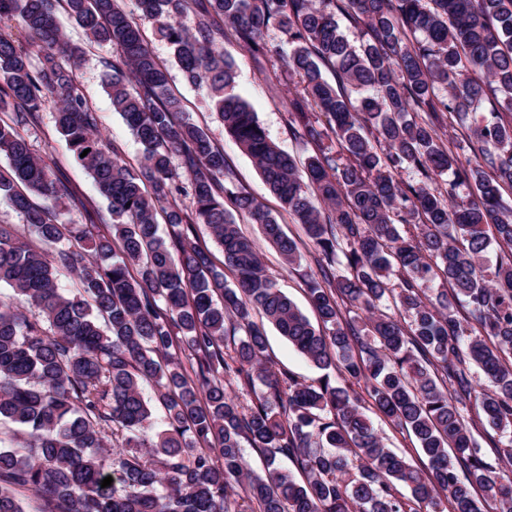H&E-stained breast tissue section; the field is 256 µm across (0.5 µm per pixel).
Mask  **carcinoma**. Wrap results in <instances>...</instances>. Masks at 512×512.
<instances>
[{
    "label": "carcinoma",
    "instance_id": "cac0c4a2",
    "mask_svg": "<svg viewBox=\"0 0 512 512\" xmlns=\"http://www.w3.org/2000/svg\"><path fill=\"white\" fill-rule=\"evenodd\" d=\"M59 3L87 42L118 52L104 87L143 146L138 166L99 134L76 77L84 51L58 26ZM136 3L304 227L321 328L268 277L232 211L290 267L302 259L296 243L253 197L226 188L224 151L178 119L169 71L124 0H0V21L18 18L26 37L0 32V206L27 229L0 224V283L38 310L31 319L0 296V421L23 431L20 442L0 436V512H26L20 489L35 492V512H442L445 502L512 512V469L488 461L475 437L487 423L512 457V0ZM338 13L363 30L359 45ZM228 33L258 66L282 61L299 87L288 125L313 151L305 171L234 93ZM48 103L108 201L107 233L101 215L69 223L66 189L26 139ZM450 124L466 133L448 141ZM196 224L223 247L233 284ZM69 237L84 246H61ZM493 244L502 256L491 270ZM63 273L77 276L76 292L60 290ZM437 280L447 288L432 294ZM257 315L327 371L318 385L267 365ZM232 383L263 390L243 404ZM366 395L413 433L428 470L385 446ZM244 439L269 456L267 477L249 467ZM278 455L303 481L274 467ZM195 236L198 244L209 252L213 265L218 270L224 271V280L230 284L233 281V275L228 269L224 268V254L222 248L210 235L208 227L205 224H196Z\"/></svg>",
    "mask_w": 512,
    "mask_h": 512
}]
</instances>
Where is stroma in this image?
Here are the masks:
<instances>
[{"label":"stroma","instance_id":"obj_1","mask_svg":"<svg viewBox=\"0 0 512 512\" xmlns=\"http://www.w3.org/2000/svg\"><path fill=\"white\" fill-rule=\"evenodd\" d=\"M141 27L149 48L158 61L167 66L170 86L183 103V115L202 126L223 149L224 157L236 174V187L252 195L282 225L287 236L293 238L302 255L300 267L286 266L279 254L264 240L258 225L252 224L247 215L240 214L236 222L241 230L256 243L262 256L267 275L291 298L305 315H312L303 286V276L315 267L313 248L301 225L295 224L282 210L278 199L270 192L261 178L253 160L229 136L217 113L210 105L202 88L190 85L175 64L167 44L160 40L151 21H142ZM225 55L234 59L237 79L234 92L247 102L256 113L260 124L270 139L285 153L305 163L309 152L296 141L288 127V101L297 88L281 62L269 63L265 71H258L247 51L233 38H226ZM117 53L112 45L100 44L87 47L77 70V80L82 93L98 117V126L104 137L115 147L120 157L130 165H137L143 158V148L131 135L119 113L112 109V101L103 88V78ZM35 154L49 160L57 177L73 192L75 201L69 206V216L74 223L87 221L91 210L106 212L107 204L98 195L91 178L73 158L72 153L55 126L54 109L46 107L38 122L25 132ZM268 347L266 357L275 370H285L306 383H317L322 370L314 367L299 354L274 327H267Z\"/></svg>","mask_w":512,"mask_h":512}]
</instances>
